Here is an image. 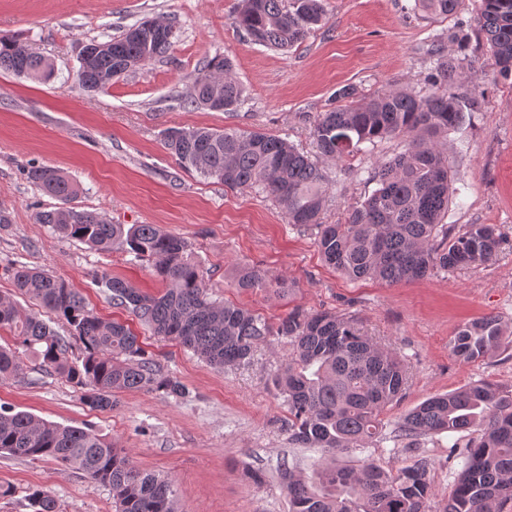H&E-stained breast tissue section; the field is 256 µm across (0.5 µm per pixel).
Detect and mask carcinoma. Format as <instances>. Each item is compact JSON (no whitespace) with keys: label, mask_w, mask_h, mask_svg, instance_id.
I'll return each instance as SVG.
<instances>
[{"label":"carcinoma","mask_w":512,"mask_h":512,"mask_svg":"<svg viewBox=\"0 0 512 512\" xmlns=\"http://www.w3.org/2000/svg\"><path fill=\"white\" fill-rule=\"evenodd\" d=\"M459 0H417L422 9L449 15ZM476 21L490 46L497 73L512 76V0H476ZM326 19L324 0H240L234 25L246 35L261 33L259 44L288 49ZM156 20L137 22L116 37L97 42L96 53L80 61L76 78L85 91L104 90L112 78L166 55L175 36L158 37ZM428 92L381 91L356 98L344 86L337 105L319 113L312 138L320 154L341 160L365 144L402 138L405 149L379 162L378 188L342 224H322L326 182L322 170L287 138L262 131L207 127L165 130L164 145L189 172L230 190L259 187L284 210L288 223L317 229L324 261L353 279L388 284L419 279L436 270L476 269L497 256L503 236L493 224H467L438 236L452 194L448 154L437 137L455 129L467 112H479L483 99L468 90H450L462 60L443 55L441 42ZM47 80L52 67L39 52L0 35V72ZM224 97V111L243 102V89L227 58L215 57L195 79L190 103L203 107L213 94ZM28 178L61 205L37 215L58 234L106 252L116 244L153 263L165 290L148 296L102 270L96 278L111 291L112 303L129 311L153 335L173 340L209 364L224 368L247 360L255 344L276 334L291 339L293 353L274 379L286 397L291 439L320 448L326 462L315 491L289 472L282 475L291 512H429L427 463L416 461L392 476L372 462L354 468L338 455L384 436L383 415L406 388L404 362L379 346L352 317L299 310L272 329L251 310L210 299L206 273L189 257L185 241L154 224H110L99 213L69 206L77 188L56 169L37 167ZM15 287L50 314L49 321L23 315L0 298V329L13 332L16 347L0 346V381L24 375L22 355L34 354L42 370L82 390L90 409L112 407V394L127 390L163 391L181 397L184 386L164 374L125 324L106 321L88 309L83 296L62 278L22 266ZM237 287L284 295L288 284L259 268L242 270ZM63 322L68 335L52 326ZM512 343L501 322L484 317L465 324L451 341L463 361L496 353ZM80 355H75L73 348ZM473 432L464 468L442 512H508L512 508V389L479 383L428 398L397 426L404 436ZM0 453L32 460L53 459L109 488L116 512H178L170 482L136 469L127 453L90 427L61 426L0 405ZM30 512H59L56 500L35 489Z\"/></svg>","instance_id":"obj_1"}]
</instances>
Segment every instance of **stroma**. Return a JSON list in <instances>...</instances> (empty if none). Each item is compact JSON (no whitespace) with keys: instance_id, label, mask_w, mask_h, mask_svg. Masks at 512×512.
Listing matches in <instances>:
<instances>
[{"instance_id":"stroma-1","label":"stroma","mask_w":512,"mask_h":512,"mask_svg":"<svg viewBox=\"0 0 512 512\" xmlns=\"http://www.w3.org/2000/svg\"><path fill=\"white\" fill-rule=\"evenodd\" d=\"M240 0H0V32L16 36L51 62L46 82L0 72V296L15 298L27 314L38 306L14 294L12 271L36 267L65 279L106 320L130 324L163 372L186 388L184 396L124 391L112 406L90 410L65 379L26 358L19 380L0 382V404L50 422L90 426L126 450L141 471L169 478L179 512H289L282 482L291 471L318 484L321 449L289 438L288 405L272 385L290 358L288 338L269 336L249 360L216 369L178 343L152 335L113 305L97 270L154 294L162 284L151 262L124 249L98 252L38 223L56 206L28 177L52 166L79 188L71 205L100 213L113 224H154L183 237L192 259L208 273L212 299L254 310L270 325L299 308L357 318L378 344L409 367L403 397L384 413L386 437L342 454V463L372 460L399 475L417 460L428 464L431 512H438L467 455L469 433L397 435L402 417L427 398L481 380L512 388V346L462 361L450 341L465 323L493 316L512 327V79L490 66L486 40L476 27L474 0H459L454 14H431L415 0H325L327 20L301 44L274 50L243 37L233 25ZM154 18L173 25L175 38L160 60L130 71L105 91L82 92L76 82L83 44L118 35ZM445 54L464 53L459 77L482 93L484 108L441 143L455 172L446 226L497 225L504 243L477 269L436 270L426 278L388 285L352 281L322 260L316 232L295 227L258 189L233 191L183 169L163 144L170 127L261 129L315 153L317 113L341 86L360 93L425 91L432 37ZM228 57L245 104L234 112L190 105L195 77L214 56ZM401 139L377 143L341 160L321 159L327 176L325 224L345 221L376 189L379 161L401 152ZM257 266L291 285L267 298L236 288L239 271ZM0 512H28L29 489L49 492L62 512H114L107 488L57 461L0 456Z\"/></svg>"}]
</instances>
